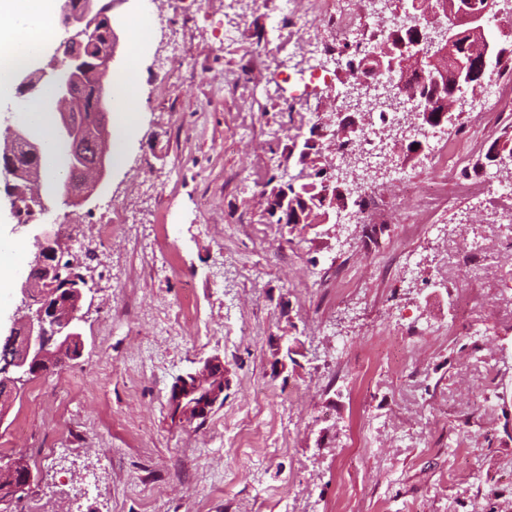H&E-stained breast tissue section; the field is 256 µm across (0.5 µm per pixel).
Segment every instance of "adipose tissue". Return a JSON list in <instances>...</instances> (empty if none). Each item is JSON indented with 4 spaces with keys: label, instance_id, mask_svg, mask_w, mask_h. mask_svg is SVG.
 <instances>
[{
    "label": "adipose tissue",
    "instance_id": "ef3b65f1",
    "mask_svg": "<svg viewBox=\"0 0 512 512\" xmlns=\"http://www.w3.org/2000/svg\"><path fill=\"white\" fill-rule=\"evenodd\" d=\"M53 8L54 0H0V97L10 94L15 71L55 42ZM149 34L148 19L134 16L129 27V63L112 74L118 116H127L135 108L142 50Z\"/></svg>",
    "mask_w": 512,
    "mask_h": 512
}]
</instances>
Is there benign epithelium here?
Instances as JSON below:
<instances>
[{
	"label": "benign epithelium",
	"mask_w": 512,
	"mask_h": 512,
	"mask_svg": "<svg viewBox=\"0 0 512 512\" xmlns=\"http://www.w3.org/2000/svg\"><path fill=\"white\" fill-rule=\"evenodd\" d=\"M497 2L479 10H459L458 25L470 36L471 44L467 62L472 76L483 78L486 71L488 47L483 41L487 22L501 15ZM112 0H84L77 12L70 11L67 0H62L59 18L61 25L71 35L56 49L44 66L15 74V86L24 96L31 87L33 77L52 89L47 106L58 114L56 131L62 148L64 168L76 174L60 191L82 206L87 204L102 187L111 164L109 155V124L112 112V87L105 83L114 60L113 43L117 36V23L112 18ZM447 4L439 3L434 13L428 15L426 33L404 41L399 46L400 66H392L393 78L383 87L360 79L351 84L343 96V105L364 112L376 105L399 110L406 104L405 80L410 68L423 69V60L439 47L452 45L448 23L444 21ZM92 89L96 98L94 120L84 121L81 114L87 111L83 91ZM95 144L96 162L84 163L82 145ZM23 145L30 156L40 154L41 145L26 125L9 127L4 144L0 147V175L3 191L10 204L12 216L24 221L33 203L41 200L40 173L29 169L22 173L14 163V153ZM363 162L352 154L345 156L346 168L331 171L330 181L357 183L348 180V168ZM71 246L62 243L51 225H45L36 237V252L31 262V273L21 285L22 305L27 313L15 323L8 334H0V392L9 393L23 378L48 371L55 360L68 354L80 355L75 343L81 342L79 315L85 298L84 277L74 272L75 262ZM32 479L30 469L23 463L5 458L0 461V506H10L18 499Z\"/></svg>",
	"instance_id": "7a95c632"
}]
</instances>
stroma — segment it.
<instances>
[{
    "instance_id": "stroma-1",
    "label": "stroma",
    "mask_w": 512,
    "mask_h": 512,
    "mask_svg": "<svg viewBox=\"0 0 512 512\" xmlns=\"http://www.w3.org/2000/svg\"><path fill=\"white\" fill-rule=\"evenodd\" d=\"M241 12L237 0H117L119 29L147 10L136 130L93 203L112 236L85 237L91 289L82 354L21 384L0 421V455L24 458L30 489L13 512H512V254L491 227L512 219L490 180L481 207L455 190L469 172L435 170L415 132L366 187L385 189L392 224L286 228L263 223L260 197L311 125L332 133V98L310 79L300 0ZM236 42L219 44L225 13ZM183 61L160 81L168 30ZM281 31L288 74L255 55ZM322 112H312L314 103ZM512 112L464 107L448 139L489 145ZM448 182L433 216L413 214L390 165ZM251 173L243 188L237 175ZM295 341L285 372L277 339ZM224 364V394L204 416L173 421L171 386L203 361Z\"/></svg>"
}]
</instances>
